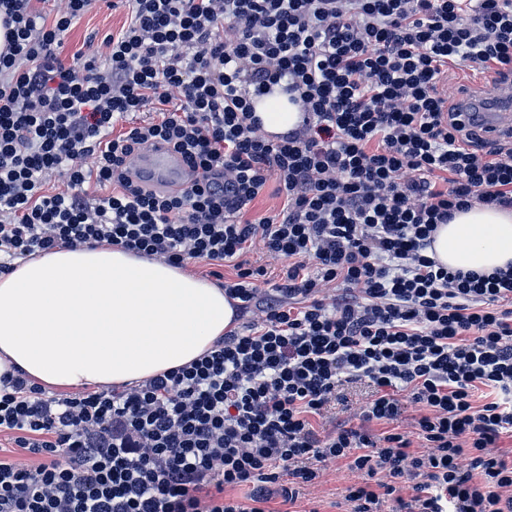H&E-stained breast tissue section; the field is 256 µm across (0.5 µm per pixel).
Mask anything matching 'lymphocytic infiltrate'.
<instances>
[{
    "label": "lymphocytic infiltrate",
    "instance_id": "f902f5d3",
    "mask_svg": "<svg viewBox=\"0 0 512 512\" xmlns=\"http://www.w3.org/2000/svg\"><path fill=\"white\" fill-rule=\"evenodd\" d=\"M126 2L104 60L67 66L55 49L96 0H0V273L105 243L208 266L251 319L129 388L1 374L0 435L35 462L0 454V512H275L338 463L362 476L351 512H512V266L427 254L454 212L512 210V133L448 88L452 65L512 85V0ZM276 88L301 121L272 137L255 102ZM158 142L191 170L178 193L130 174ZM272 182L281 206L248 218ZM349 384L369 390L358 425L317 428ZM408 404L411 430H373Z\"/></svg>",
    "mask_w": 512,
    "mask_h": 512
}]
</instances>
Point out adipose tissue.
Returning <instances> with one entry per match:
<instances>
[{"label": "adipose tissue", "mask_w": 512, "mask_h": 512, "mask_svg": "<svg viewBox=\"0 0 512 512\" xmlns=\"http://www.w3.org/2000/svg\"><path fill=\"white\" fill-rule=\"evenodd\" d=\"M266 133L296 127L287 95L257 106ZM434 257L452 270L512 265V212L474 206L439 225ZM223 289L118 247L63 248L0 274V374L57 388L137 385L197 361L235 325Z\"/></svg>", "instance_id": "adipose-tissue-1"}]
</instances>
